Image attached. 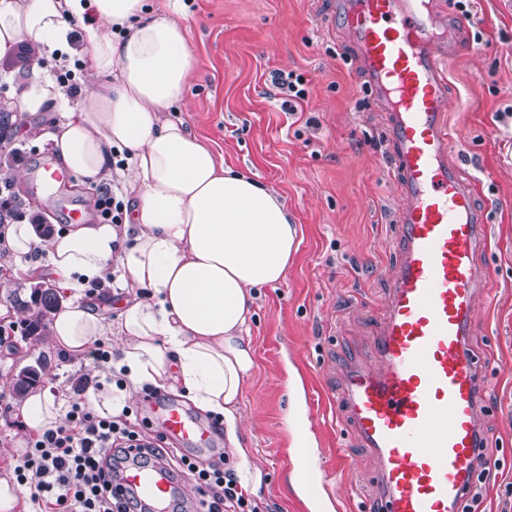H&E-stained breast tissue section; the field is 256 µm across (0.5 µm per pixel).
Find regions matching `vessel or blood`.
I'll list each match as a JSON object with an SVG mask.
<instances>
[{
    "label": "vessel or blood",
    "instance_id": "obj_1",
    "mask_svg": "<svg viewBox=\"0 0 512 512\" xmlns=\"http://www.w3.org/2000/svg\"><path fill=\"white\" fill-rule=\"evenodd\" d=\"M327 23L346 29L389 116L403 197L372 364L350 367L344 377L355 434L379 460L374 512H463L487 445L479 416L489 365L468 339L489 277L479 261L489 236L478 185L450 157V96L438 64L447 29L429 0H337ZM40 177L54 187L69 172L49 155ZM159 419L166 438L206 441L205 429L179 405L162 404ZM119 491L147 512H163L182 489L164 465L134 458Z\"/></svg>",
    "mask_w": 512,
    "mask_h": 512
}]
</instances>
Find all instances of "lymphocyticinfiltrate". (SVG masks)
Here are the masks:
<instances>
[{
	"mask_svg": "<svg viewBox=\"0 0 512 512\" xmlns=\"http://www.w3.org/2000/svg\"><path fill=\"white\" fill-rule=\"evenodd\" d=\"M83 394V388L75 389L62 424L30 438L17 481L42 512H139L133 500L112 494L119 464L135 445L143 458H165L164 438L145 439L129 411L97 415ZM179 467L194 484L197 512H269L242 488L226 457L203 463L184 455Z\"/></svg>",
	"mask_w": 512,
	"mask_h": 512,
	"instance_id": "1",
	"label": "lymphocytic infiltrate"
}]
</instances>
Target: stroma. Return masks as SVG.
I'll return each instance as SVG.
<instances>
[{
    "mask_svg": "<svg viewBox=\"0 0 512 512\" xmlns=\"http://www.w3.org/2000/svg\"><path fill=\"white\" fill-rule=\"evenodd\" d=\"M332 0H182L196 71L185 108L174 119L204 139L218 160L258 177L285 200L299 228V246L285 280L257 292L250 325L256 369L240 402L238 434L260 467L254 496L273 512H309L293 482L300 465L287 428L290 385L300 381L315 446L311 453L334 512H362L371 503L378 467L354 435L341 395L349 362L369 363L368 351L387 302L395 254V214L402 203L392 177L387 115L367 89L362 63L343 27L322 26ZM457 29L460 47L441 52L451 93L452 157L481 185L492 247L477 298L471 348L491 355L488 408L480 425L497 460L483 491L501 512L512 483V0H432ZM300 75L306 98L296 113L273 98L272 72ZM31 75L29 54L0 60V175L11 178L18 220L68 229L65 210H91L96 186L71 181L59 201L47 199L37 175L52 150L47 132L58 112L21 113L19 85ZM317 117L318 126L307 125ZM40 127L44 139L28 133ZM33 279L17 275L0 249V476L10 477L31 436L15 389L19 372L42 369L39 390L67 403L71 386L93 378L88 358H69L48 336H29L37 308L17 310Z\"/></svg>",
    "mask_w": 512,
    "mask_h": 512,
    "instance_id": "35a3bbf8",
    "label": "stroma"
}]
</instances>
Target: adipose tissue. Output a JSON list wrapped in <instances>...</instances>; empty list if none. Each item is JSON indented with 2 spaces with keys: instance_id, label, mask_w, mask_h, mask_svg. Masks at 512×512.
<instances>
[{
  "instance_id": "adipose-tissue-1",
  "label": "adipose tissue",
  "mask_w": 512,
  "mask_h": 512,
  "mask_svg": "<svg viewBox=\"0 0 512 512\" xmlns=\"http://www.w3.org/2000/svg\"><path fill=\"white\" fill-rule=\"evenodd\" d=\"M179 0H0V58L29 41L36 55L78 60L85 94L69 101L54 77L35 70L17 92L25 113L59 112L49 133L74 175L115 180L134 200L125 227L74 224L38 243L31 224L6 227L25 276H47L63 291L50 324L52 346L81 356L115 335L110 366L127 377L120 391H87L102 416L119 414L143 383L181 386L201 411L219 415L236 443L239 403L256 367L248 337L254 291L284 281L299 229L280 195L253 175L218 162L182 122L195 69ZM47 258L34 259L36 247ZM114 269L118 288L97 302L83 286ZM120 308L117 323L105 310ZM290 426L302 449L295 489L311 512H329L309 453L302 389L291 391ZM21 412L30 430L60 424V404L32 391Z\"/></svg>"
}]
</instances>
